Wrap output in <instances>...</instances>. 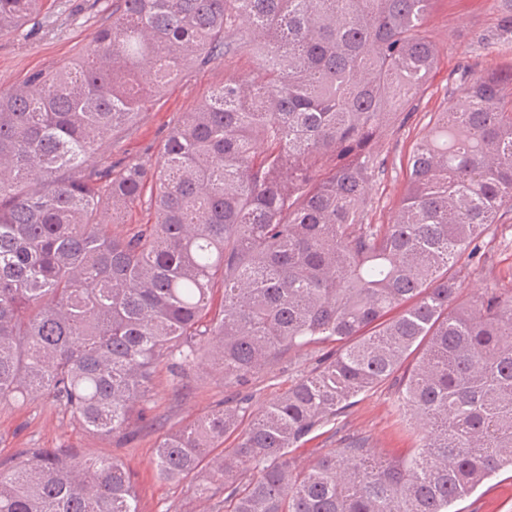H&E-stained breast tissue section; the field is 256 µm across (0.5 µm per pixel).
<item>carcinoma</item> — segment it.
I'll list each match as a JSON object with an SVG mask.
<instances>
[{
	"label": "carcinoma",
	"mask_w": 512,
	"mask_h": 512,
	"mask_svg": "<svg viewBox=\"0 0 512 512\" xmlns=\"http://www.w3.org/2000/svg\"><path fill=\"white\" fill-rule=\"evenodd\" d=\"M42 2L0 0V35ZM435 2L112 0L83 57L0 90V406L43 397L88 433L129 439L161 368L205 359L244 385L334 342L260 409L243 396L166 432L155 476L213 512H453L512 470V291L462 306L453 273L512 212V69L430 114L393 220L370 217L383 139L438 59ZM246 49L258 70L187 113L152 174L85 170L183 69ZM149 181L155 221L107 232L104 201L117 216ZM409 359L399 408L415 447L392 458L353 436L292 465ZM0 512L140 509L123 462L45 448L0 467Z\"/></svg>",
	"instance_id": "obj_1"
}]
</instances>
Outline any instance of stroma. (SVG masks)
Listing matches in <instances>:
<instances>
[{
	"mask_svg": "<svg viewBox=\"0 0 512 512\" xmlns=\"http://www.w3.org/2000/svg\"><path fill=\"white\" fill-rule=\"evenodd\" d=\"M111 11L112 0H46L35 18L0 35V89L22 84L32 72L78 59L86 52L101 18ZM501 16L500 0H436L426 27L440 50L439 60L408 123L389 135L381 147L386 174L369 188L375 203V223H390L395 214L405 186L410 150L428 121V113L453 108L462 94L464 77L477 78L512 68V36L500 30ZM256 66V58L247 52L205 67L189 66L144 103L130 131L97 147L87 159L88 167L109 166L117 172L136 165L153 171L170 128L186 113L198 109L223 85L225 77L249 75ZM483 252L479 264L460 274L461 303H469L489 288H512V213L503 216L494 232L485 236ZM322 353L318 347L292 354L243 386L225 384L221 375L207 365L181 379L160 372L152 410L130 440L89 434L44 399L0 407V465L11 466L22 452L35 448H71L126 463L135 474L141 512H166L172 505L179 512H208L207 501L193 496L185 487L154 477L150 458L159 438L235 395L250 397L253 407L264 406L315 367ZM399 396L400 388L393 378L358 396L335 423L318 429L302 447L291 452L294 466L308 467L317 456L354 435L366 437L372 449L384 455L406 454L413 445V435L401 420ZM457 507L459 512H512V471L487 480Z\"/></svg>",
	"mask_w": 512,
	"mask_h": 512,
	"instance_id": "obj_1",
	"label": "stroma"
}]
</instances>
